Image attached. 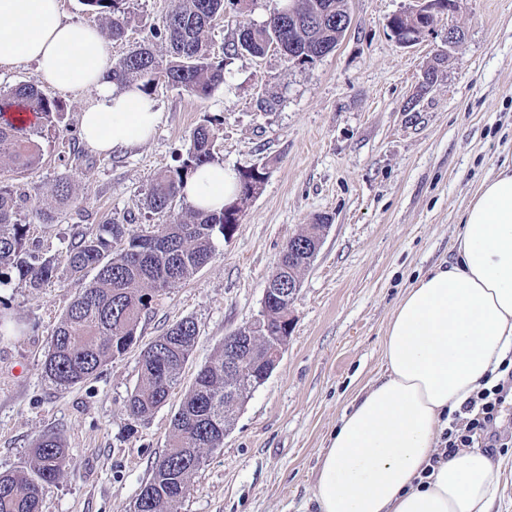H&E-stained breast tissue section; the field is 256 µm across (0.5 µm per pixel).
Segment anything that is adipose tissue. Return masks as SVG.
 Here are the masks:
<instances>
[{
	"label": "adipose tissue",
	"instance_id": "adipose-tissue-1",
	"mask_svg": "<svg viewBox=\"0 0 512 512\" xmlns=\"http://www.w3.org/2000/svg\"><path fill=\"white\" fill-rule=\"evenodd\" d=\"M37 66L41 81L89 95L84 142L100 153L139 146L160 122L136 86L108 80L109 46L95 26L64 20L61 0H0V67ZM236 172L199 169L182 193L221 210ZM454 257L420 276L388 323L387 371L355 397L319 460L318 512H494L502 467L478 448L434 461L447 412L512 355V168L486 180L463 217Z\"/></svg>",
	"mask_w": 512,
	"mask_h": 512
}]
</instances>
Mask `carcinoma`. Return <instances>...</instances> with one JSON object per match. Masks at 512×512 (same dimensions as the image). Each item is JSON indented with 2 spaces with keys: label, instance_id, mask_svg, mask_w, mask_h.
Wrapping results in <instances>:
<instances>
[{
  "label": "carcinoma",
  "instance_id": "cac0c4a2",
  "mask_svg": "<svg viewBox=\"0 0 512 512\" xmlns=\"http://www.w3.org/2000/svg\"><path fill=\"white\" fill-rule=\"evenodd\" d=\"M83 4L106 22L112 38L123 37L132 19L130 0H83ZM241 5L242 0H172L162 28L155 33L165 43V53H158L150 43L131 49L113 64L112 81L134 82L148 97L161 80L182 93L205 97L224 82V67L236 56L262 57L274 50L293 65L309 67L335 50L351 25L347 0H288L287 8H275L262 24L239 30L224 59L217 61L207 33L224 19L227 9ZM433 24L435 19L409 12L389 18L387 27L400 43L420 27ZM63 112L62 101L35 86L0 88V286L14 277L33 289L55 279L77 285L49 338L43 362L45 376L66 388L123 355L160 293L191 279L212 260L217 239H230L240 224L232 216L234 204L263 185L266 172L257 166L238 169L236 197L222 211L207 213L188 206L148 235L139 227L111 221L99 225L95 234L77 229L61 263L26 250V225L18 215L25 206L40 222L53 223L59 211L77 203L71 181L62 178L47 193L21 195L10 183L9 173L39 163L42 139ZM217 125L218 118H206L195 128L178 164L155 176L145 197L146 209L155 214L171 210L189 177L220 162L215 152ZM327 227L326 219L320 218L291 239L272 278L286 285L301 282ZM90 271L94 276L87 282ZM285 309L278 301L266 307L261 313L264 324L253 342L239 350L236 361L228 362V347L222 345L198 370L171 419L168 448L152 466L132 512H180L205 456L223 447L235 413L266 381L269 342L291 334ZM199 333L197 322L185 318L142 351L138 384L127 402L132 419H144L166 403L180 384ZM70 467L61 434L43 433L24 465L0 474V512H41L45 492Z\"/></svg>",
  "mask_w": 512,
  "mask_h": 512
}]
</instances>
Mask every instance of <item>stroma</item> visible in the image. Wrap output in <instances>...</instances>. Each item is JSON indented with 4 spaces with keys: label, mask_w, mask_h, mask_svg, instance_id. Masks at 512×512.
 I'll use <instances>...</instances> for the list:
<instances>
[{
    "label": "stroma",
    "mask_w": 512,
    "mask_h": 512,
    "mask_svg": "<svg viewBox=\"0 0 512 512\" xmlns=\"http://www.w3.org/2000/svg\"><path fill=\"white\" fill-rule=\"evenodd\" d=\"M414 0H348L351 26L314 65L275 51L235 57L224 82L198 98L159 83L161 121L152 138L121 153L72 150L87 98L57 93L64 118L43 141L38 167L14 186L48 191L71 177L77 206L56 223L28 212L26 247L63 257L73 226L165 224L147 213L152 178L173 166L205 117L221 120L215 149L224 165L263 166L260 193L243 206L232 238L211 262L176 284L143 317L138 341L77 385L60 388L42 372L49 337L75 295L57 281L34 290L19 281L0 300L21 334L0 342V472L28 459L39 435H63L73 471L48 489L42 512H129L164 451L170 421L197 371L224 337L256 317L288 241L318 218L329 227L291 306L282 358L246 400L192 478L181 512H316L319 458L354 396L385 373L382 345L396 305L416 279L443 264L463 232L481 183L512 160V0H464L465 32L454 49L437 25L412 45L387 27ZM279 0H244L209 31L215 57L240 28L258 25ZM171 0H131L135 14L113 59L152 40ZM444 56L438 78L423 73ZM200 328L180 385L150 417L130 418L142 348L182 319Z\"/></svg>",
    "instance_id": "obj_1"
}]
</instances>
